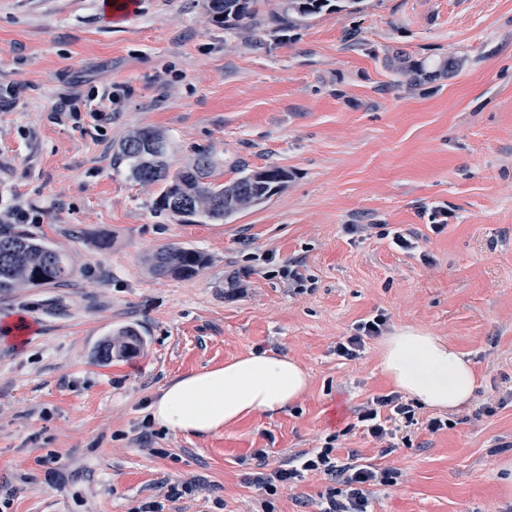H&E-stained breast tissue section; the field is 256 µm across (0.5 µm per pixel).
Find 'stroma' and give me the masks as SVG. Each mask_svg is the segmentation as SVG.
<instances>
[{
    "mask_svg": "<svg viewBox=\"0 0 512 512\" xmlns=\"http://www.w3.org/2000/svg\"><path fill=\"white\" fill-rule=\"evenodd\" d=\"M140 2L115 22L98 0H0V212L38 215L27 232L72 266L65 282L0 292L7 512H258L245 481L255 452L274 467L331 434L337 457L401 470L375 487L372 512L512 508L498 484L512 462V0H364L298 28L276 21L286 0H262L266 23L251 30L214 23L205 0ZM399 52L437 79L405 81ZM451 58L459 70L442 74ZM108 91L107 119L96 110ZM64 98L78 118L58 116ZM140 127L168 133L173 166L204 150L228 179L271 164L290 178L224 223H176L156 208L158 186L117 159ZM439 207L450 217L436 233ZM394 231L417 249L395 248ZM170 243L207 266L152 276L148 255ZM291 265L303 292L288 286ZM379 314L385 335L412 328L455 346L477 383L469 406L416 407L409 445L389 454L354 417L394 389L381 339L353 360L335 351ZM22 320L31 335L12 333ZM125 326L140 346L101 361L99 345ZM262 351L309 375L288 411L139 443L171 379ZM435 416L448 428L428 431ZM199 476L206 487L186 491ZM329 487L307 475L279 490L275 512H306Z\"/></svg>",
    "mask_w": 512,
    "mask_h": 512,
    "instance_id": "1",
    "label": "stroma"
}]
</instances>
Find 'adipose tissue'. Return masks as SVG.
Masks as SVG:
<instances>
[{
    "label": "adipose tissue",
    "mask_w": 512,
    "mask_h": 512,
    "mask_svg": "<svg viewBox=\"0 0 512 512\" xmlns=\"http://www.w3.org/2000/svg\"><path fill=\"white\" fill-rule=\"evenodd\" d=\"M381 367L395 387L434 409H458L475 397V374L462 353L429 333L404 329L382 344ZM309 386L288 356L249 353L169 383L148 408L157 426L197 437L216 434L253 413L284 411Z\"/></svg>",
    "instance_id": "adipose-tissue-1"
}]
</instances>
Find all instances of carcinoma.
<instances>
[{
    "label": "carcinoma",
    "instance_id": "carcinoma-1",
    "mask_svg": "<svg viewBox=\"0 0 512 512\" xmlns=\"http://www.w3.org/2000/svg\"><path fill=\"white\" fill-rule=\"evenodd\" d=\"M261 0H207L206 8L226 29H249L263 22ZM331 0H288L286 16L280 21L295 28L320 14ZM171 141L157 129H138L125 137L118 155L126 163L129 177L143 184H157L159 211L184 224H216L242 211L265 203L288 183V169L267 166L260 170H240L229 181L212 157L199 151L179 167L169 162ZM240 199L234 210H224V195ZM206 264L203 253L177 244H168L147 258L149 271L158 277L189 279ZM70 274L64 255L25 231L21 224L0 225V292L16 288L58 283ZM140 343L132 328L116 332V340L104 343L99 356L108 361L112 349L124 352Z\"/></svg>",
    "mask_w": 512,
    "mask_h": 512
}]
</instances>
